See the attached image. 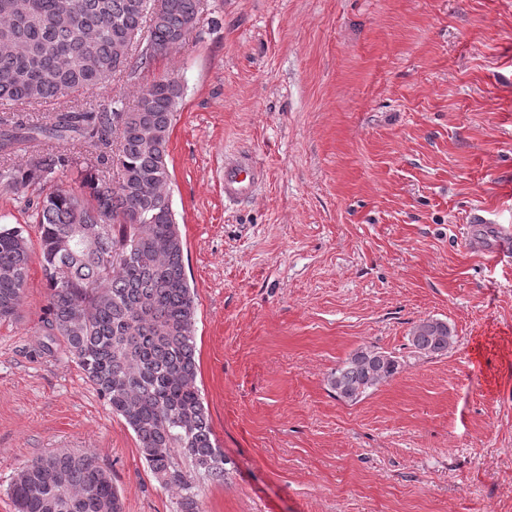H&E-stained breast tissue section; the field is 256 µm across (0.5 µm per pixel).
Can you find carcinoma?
I'll return each instance as SVG.
<instances>
[{"mask_svg":"<svg viewBox=\"0 0 512 512\" xmlns=\"http://www.w3.org/2000/svg\"><path fill=\"white\" fill-rule=\"evenodd\" d=\"M165 3L153 17L151 0H0V103L55 101L177 47L199 20L200 0ZM181 97V84L164 76L132 108L117 94L108 109L71 106L44 122L0 123V184L35 195L27 205L39 231L35 243L27 224L0 226V322L20 318L38 259L46 335L62 338L135 434L154 480L180 492L179 512H201L178 458L213 484L224 483L226 471L197 385L196 304L169 191L168 143ZM82 144L100 153L77 149ZM72 171L78 186L58 185ZM408 341L439 356L454 334L431 318ZM399 369L390 353L361 347L328 385L356 402ZM10 490L17 512H123L111 472L75 451L33 459Z\"/></svg>","mask_w":512,"mask_h":512,"instance_id":"cac0c4a2","label":"carcinoma"}]
</instances>
